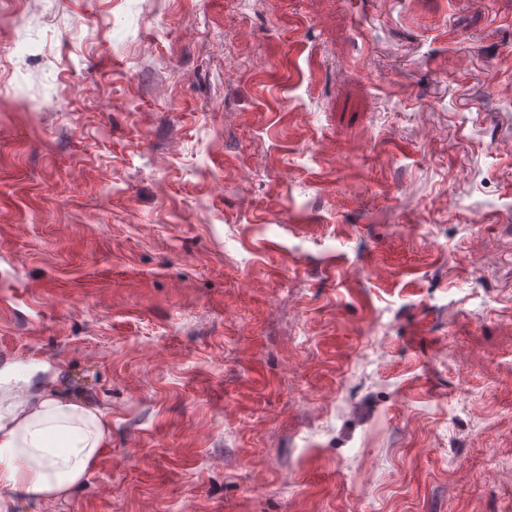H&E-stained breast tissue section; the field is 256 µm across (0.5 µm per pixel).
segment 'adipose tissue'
Segmentation results:
<instances>
[{"instance_id": "1", "label": "adipose tissue", "mask_w": 512, "mask_h": 512, "mask_svg": "<svg viewBox=\"0 0 512 512\" xmlns=\"http://www.w3.org/2000/svg\"><path fill=\"white\" fill-rule=\"evenodd\" d=\"M111 434L101 408L0 388V486L23 499L66 496L96 467Z\"/></svg>"}]
</instances>
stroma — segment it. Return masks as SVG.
<instances>
[{
  "mask_svg": "<svg viewBox=\"0 0 512 512\" xmlns=\"http://www.w3.org/2000/svg\"><path fill=\"white\" fill-rule=\"evenodd\" d=\"M17 9L0 377L112 442L0 512H512V0Z\"/></svg>",
  "mask_w": 512,
  "mask_h": 512,
  "instance_id": "obj_1",
  "label": "stroma"
}]
</instances>
